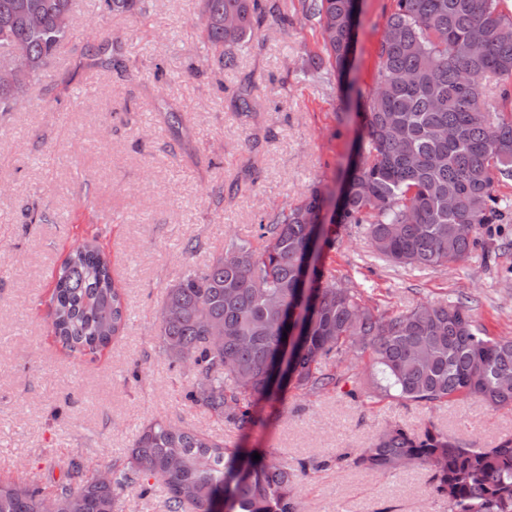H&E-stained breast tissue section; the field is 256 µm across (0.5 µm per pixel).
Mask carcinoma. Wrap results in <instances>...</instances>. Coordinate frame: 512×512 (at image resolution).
I'll list each match as a JSON object with an SVG mask.
<instances>
[{
	"instance_id": "cac0c4a2",
	"label": "carcinoma",
	"mask_w": 512,
	"mask_h": 512,
	"mask_svg": "<svg viewBox=\"0 0 512 512\" xmlns=\"http://www.w3.org/2000/svg\"><path fill=\"white\" fill-rule=\"evenodd\" d=\"M101 20L130 13L141 0H100ZM264 0H203L209 52L198 66L232 70L266 12ZM317 21L338 80L352 67L360 0H303ZM240 24L224 28V18ZM74 34L73 0H0V66L14 50L25 71L0 83V112L27 101L39 74ZM375 91L360 113L361 133L335 207V223L365 224L375 252L404 267H442L468 257L478 238L460 231L512 222V206L495 183L512 180V112H491L482 80L512 81V13L505 0H395L379 43ZM88 68L125 70L122 46L105 40L84 54ZM321 188L259 224L261 247L230 237L203 270L190 269L167 287L159 338L171 364L173 349L191 353L195 384L186 398L241 427L253 407L288 384L319 392L336 386L332 367L347 345L370 350L381 392L420 403L477 397L512 409V339L492 338L462 301L420 304L380 313L358 290L327 278L320 241L333 240L320 221ZM303 307V330L288 359L283 332ZM52 327L71 352L94 355L124 329L121 289L97 240L83 239L61 263L52 293ZM224 329L223 341L211 328ZM179 468L169 471L171 460ZM336 463L392 473L428 470L448 512H512V437L489 448L440 432L420 436L398 425L382 429L368 447ZM304 462L255 461L239 448L163 420L146 425L112 481L70 463L53 498L62 512H113L117 495L140 478L163 484L168 512H303L293 493L307 475ZM42 489L0 482V512H41Z\"/></svg>"
}]
</instances>
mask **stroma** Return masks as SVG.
Returning a JSON list of instances; mask_svg holds the SVG:
<instances>
[{
	"label": "stroma",
	"mask_w": 512,
	"mask_h": 512,
	"mask_svg": "<svg viewBox=\"0 0 512 512\" xmlns=\"http://www.w3.org/2000/svg\"><path fill=\"white\" fill-rule=\"evenodd\" d=\"M233 70L194 69L207 46L201 0H145V15L112 16L126 70H78L95 39L99 0H74V36L33 83L21 110L0 112V480L52 495L70 461L85 474L122 465L150 421L207 434L226 447L289 463L312 462L294 485L305 512H446L425 469L372 473L337 466L389 424L490 447L512 437V410L464 398L425 405L375 389L369 353L347 348L335 389L288 388L240 428L191 405L194 381L160 348L168 285L204 269L230 236L258 242L260 222L314 185L328 201L342 186L363 96L394 0H362L353 96L340 91L315 21L301 0H275ZM163 68L155 80V68ZM250 84L254 110L235 93ZM185 115L165 119L167 105ZM36 206L43 222L27 223ZM323 271L382 313L462 300L488 336L512 338V224L447 267L410 269L381 259L365 230L334 224ZM96 238L124 290V329L96 357L68 354L51 327L52 274L75 241Z\"/></svg>",
	"instance_id": "1"
}]
</instances>
